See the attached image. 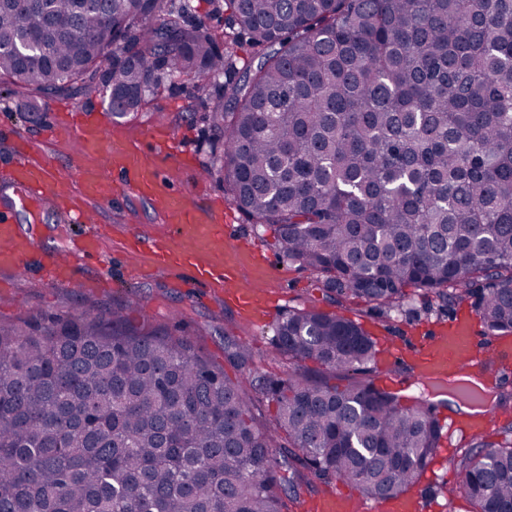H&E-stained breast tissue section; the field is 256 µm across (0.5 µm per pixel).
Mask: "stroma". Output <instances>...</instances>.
Here are the masks:
<instances>
[{"label": "stroma", "instance_id": "stroma-1", "mask_svg": "<svg viewBox=\"0 0 512 512\" xmlns=\"http://www.w3.org/2000/svg\"><path fill=\"white\" fill-rule=\"evenodd\" d=\"M20 87L9 85L0 89V165L14 160L13 143L22 139L31 146V157H39L44 150H52L60 160H80L81 147L68 137H60L52 147L41 141L42 127L49 121L54 104H66L84 111H101L105 105L97 95L70 97L39 103L36 111L26 112L21 107ZM206 95L198 78L185 76L175 83L161 86L152 94L143 109L134 115L112 122L113 136L123 139L125 145L149 154L150 147L143 136L145 128L164 127L174 132L190 154L188 164L151 156L166 189L184 194L188 202L200 210L208 209L212 199L220 198L224 208L232 214L227 232L229 243L245 242L253 245L267 260L258 266L241 259L240 276L248 281L259 277L272 296L273 303L266 318L257 324L244 321L238 309L224 294L211 288L186 292L181 286V270L156 267L148 256L136 262L126 258V231L139 224L154 225L157 232H166L158 213L131 197L117 196L103 204L99 212L112 232L101 244V262L98 266L77 265L76 275L82 287L75 288L61 282L44 280L39 273L41 258L67 248L71 238L79 235L81 226L65 222L60 213L43 205L36 220H29L25 212H18L17 221L24 231L33 235L31 253L16 268L0 267V320L13 319L20 310H34L50 315L72 307L87 309L93 306H117L129 297H137L141 312L156 325L185 331L195 349L215 363L224 361V341L233 336L238 342L252 348L258 365L276 373L286 372L287 360L278 358L272 344L274 327L279 315L289 309L316 307L356 320L372 336L398 345L420 341L435 325L458 315L475 317L470 302L446 306L430 294L417 293L411 302L410 313H399L358 299L342 304L324 300L318 288L317 273L280 263L270 235L246 223L227 200L224 176L207 174L212 151L219 147V135L204 119ZM469 439L449 436L439 456L430 464L419 483L411 490L422 505V512H470L464 498L449 499L445 488L455 480L449 465L451 458L469 446Z\"/></svg>", "mask_w": 512, "mask_h": 512}]
</instances>
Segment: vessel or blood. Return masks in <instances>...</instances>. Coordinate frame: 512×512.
<instances>
[{
  "label": "vessel or blood",
  "instance_id": "obj_1",
  "mask_svg": "<svg viewBox=\"0 0 512 512\" xmlns=\"http://www.w3.org/2000/svg\"><path fill=\"white\" fill-rule=\"evenodd\" d=\"M107 124L105 116L56 106L43 131L44 137L53 139L62 132L72 134L95 151L98 156L95 165L86 167L75 161L62 163L53 156L32 160L27 155L26 143L20 142L15 146L18 160L0 170V178L24 189L26 209L33 212L43 202L50 201L68 223L85 228L78 244L70 248L69 260L43 258L46 276L57 281L71 280L75 261L98 256L103 225L94 211L95 204L114 196L131 195L150 203L162 214L164 223L174 227L175 234L171 237L153 235L137 227L131 228L128 231L130 255L146 253L155 265L187 269L191 287L223 289L243 315L261 314L263 291L241 287L237 263L227 260L214 264L206 259L208 253L217 251L224 243L222 202H213L208 221H201L195 208L164 189L157 168L138 154L106 140ZM146 138L170 155L178 157L183 153L177 139L164 129H148ZM70 178L77 182V191L67 190L66 181ZM31 247V239L16 224L12 209H0V265L19 266ZM399 360L409 365L415 374L429 379L460 370L476 372L486 388L493 390L504 378L506 369L512 366V340L505 338L489 346L482 345L470 323L456 320L435 329L423 345H406L399 348L397 356L380 359L378 371L382 382H390L391 372ZM309 512H359V507L338 487L319 496L310 505Z\"/></svg>",
  "mask_w": 512,
  "mask_h": 512
}]
</instances>
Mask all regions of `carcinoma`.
<instances>
[{
    "mask_svg": "<svg viewBox=\"0 0 512 512\" xmlns=\"http://www.w3.org/2000/svg\"><path fill=\"white\" fill-rule=\"evenodd\" d=\"M190 0H0V85L139 111L191 73L212 85L245 221L330 299L402 310L473 301L512 334V0H224L231 42ZM291 368L121 311L0 321V512H302L320 485L386 501L441 448L437 404L360 374L373 338L317 307L273 338ZM450 459L472 512H512V423Z\"/></svg>",
    "mask_w": 512,
    "mask_h": 512,
    "instance_id": "cac0c4a2",
    "label": "carcinoma"
}]
</instances>
